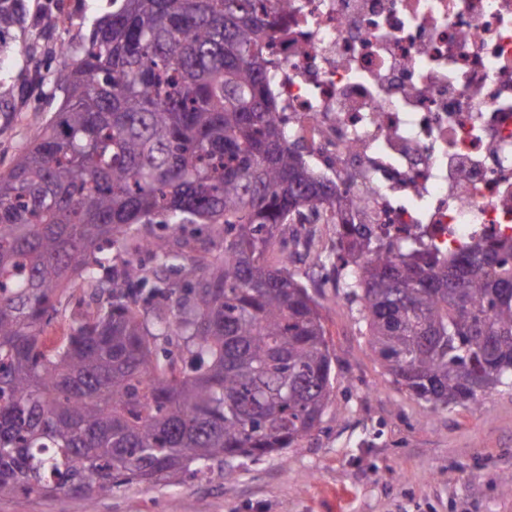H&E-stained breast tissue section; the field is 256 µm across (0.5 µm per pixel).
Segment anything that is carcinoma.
<instances>
[{"mask_svg": "<svg viewBox=\"0 0 512 512\" xmlns=\"http://www.w3.org/2000/svg\"><path fill=\"white\" fill-rule=\"evenodd\" d=\"M288 0H112L69 44L61 108L0 174V498H82L206 476L297 448L319 426L332 357L318 305L268 260L276 233L338 200L274 120L263 38ZM29 0H0V53ZM208 224L190 255L138 226ZM348 296L394 382L433 409L512 387V238L451 260L358 241ZM97 303L49 344L55 300ZM158 300L152 316L143 290ZM164 348V359L157 350Z\"/></svg>", "mask_w": 512, "mask_h": 512, "instance_id": "obj_1", "label": "carcinoma"}]
</instances>
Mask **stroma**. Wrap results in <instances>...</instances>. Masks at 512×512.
Segmentation results:
<instances>
[{"instance_id": "stroma-1", "label": "stroma", "mask_w": 512, "mask_h": 512, "mask_svg": "<svg viewBox=\"0 0 512 512\" xmlns=\"http://www.w3.org/2000/svg\"><path fill=\"white\" fill-rule=\"evenodd\" d=\"M58 60L32 29L0 55V106L18 100L42 71L33 104L0 109V173L51 116ZM311 251L291 270L325 319L333 389L322 421L300 447L234 460L201 480L151 489L123 486L95 512H512V388L477 405L434 410L401 390L372 351L346 290L314 280L336 256V227L318 224ZM0 512H86L83 500L57 496L0 499Z\"/></svg>"}]
</instances>
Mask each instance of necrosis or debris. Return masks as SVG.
<instances>
[{
	"instance_id": "1",
	"label": "necrosis or debris",
	"mask_w": 512,
	"mask_h": 512,
	"mask_svg": "<svg viewBox=\"0 0 512 512\" xmlns=\"http://www.w3.org/2000/svg\"><path fill=\"white\" fill-rule=\"evenodd\" d=\"M266 39L289 144L354 201L321 223L512 238V0H290Z\"/></svg>"
}]
</instances>
